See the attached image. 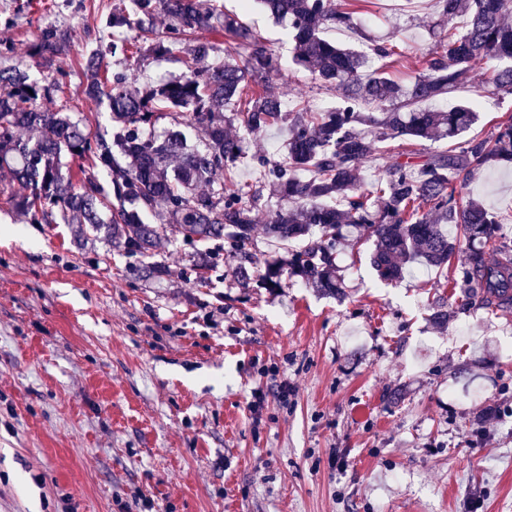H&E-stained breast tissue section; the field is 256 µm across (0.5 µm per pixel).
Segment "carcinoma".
<instances>
[{"mask_svg": "<svg viewBox=\"0 0 512 512\" xmlns=\"http://www.w3.org/2000/svg\"><path fill=\"white\" fill-rule=\"evenodd\" d=\"M272 18L293 33V62L313 79L339 86L340 102L323 110L300 101L288 109L268 89L278 64L269 48L239 18L198 0H129L112 8L106 27L137 29L130 43L100 44L86 56L85 93L107 99L113 139L92 135L67 115L64 105L43 110L38 102L60 89L57 79H38L17 69H0V195L36 224H79V232L107 227L132 254L159 248L158 227L145 221L168 214L188 239L229 237L241 250L252 243L255 212L267 206L264 188L296 204L269 214L265 233L286 245L300 241L288 260L290 274L312 288L341 295L336 263L345 244H372L371 265L384 281L403 277L420 262L451 273L462 289L450 306L512 309V248L501 223L479 201L466 200L462 183L485 167L512 163V118L485 137L465 138L477 120L470 104L449 109L435 102L463 81L475 63L490 66L495 92L512 93V0H435L439 50L425 59V73L408 85L390 68L405 56L390 42L368 50L339 46L322 36L326 28L352 29L344 0H259ZM165 35L154 33L160 18ZM234 45L224 52L216 38ZM64 37L43 28L31 43L32 56L53 62ZM181 46L182 76L139 87L134 65L109 70L107 55L167 56ZM385 67L370 70L372 59ZM173 127L163 137L150 133L164 115ZM240 121L241 135L226 130L225 113ZM200 128L202 148L189 146L184 128ZM284 128L285 160L256 162L264 182L236 181L247 158L246 138ZM30 136L22 138L18 131ZM441 141L448 148L425 162H396L377 178L374 190L358 185L360 167L390 142ZM80 178L73 182L72 165ZM112 173L111 186L99 180ZM236 190L212 182L215 171ZM497 258L489 260L490 254Z\"/></svg>", "mask_w": 512, "mask_h": 512, "instance_id": "1", "label": "carcinoma"}]
</instances>
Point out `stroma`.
Here are the masks:
<instances>
[{"label":"stroma","instance_id":"obj_1","mask_svg":"<svg viewBox=\"0 0 512 512\" xmlns=\"http://www.w3.org/2000/svg\"><path fill=\"white\" fill-rule=\"evenodd\" d=\"M115 2L0 0V68L63 69L41 107L67 106L106 137L111 114L86 97L81 62ZM222 2L277 59L272 91L339 102L294 66L284 26ZM350 2L360 33L327 38L396 42L408 58L397 80L422 75L434 0ZM45 27L68 37L49 65L26 53ZM447 102L476 105L480 135L512 116V94L492 93L480 63ZM463 193L512 236V164L479 171ZM289 206L271 199L244 254L159 220L149 258L74 224L31 223L0 196V512H468L471 500L512 512V311L435 323L453 294L443 276L417 265L385 283L367 244L340 254L342 296L297 278L270 290L264 263L288 251L262 226ZM208 252L214 264L197 269ZM475 366L485 392L456 400Z\"/></svg>","mask_w":512,"mask_h":512}]
</instances>
